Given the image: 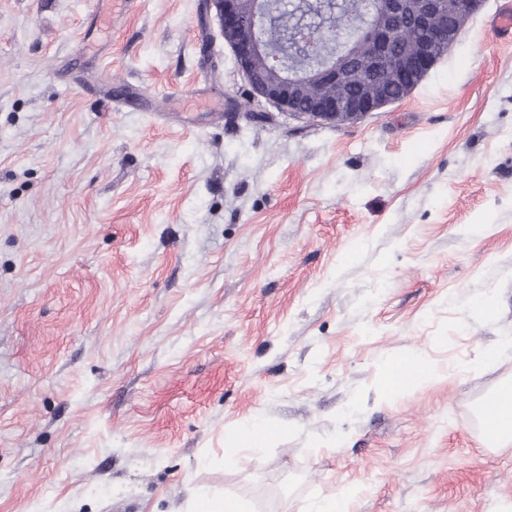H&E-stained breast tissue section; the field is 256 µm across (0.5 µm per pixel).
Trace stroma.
Wrapping results in <instances>:
<instances>
[{"label": "stroma", "mask_w": 512, "mask_h": 512, "mask_svg": "<svg viewBox=\"0 0 512 512\" xmlns=\"http://www.w3.org/2000/svg\"><path fill=\"white\" fill-rule=\"evenodd\" d=\"M500 3L336 125L253 102L213 0H0V512L281 479L279 512H512V444L472 427L512 383ZM410 355L435 378L382 396ZM269 433L268 430H263L258 424H254L231 435L227 440L228 447L231 450H236L237 447L242 446H257L266 440Z\"/></svg>", "instance_id": "obj_1"}]
</instances>
